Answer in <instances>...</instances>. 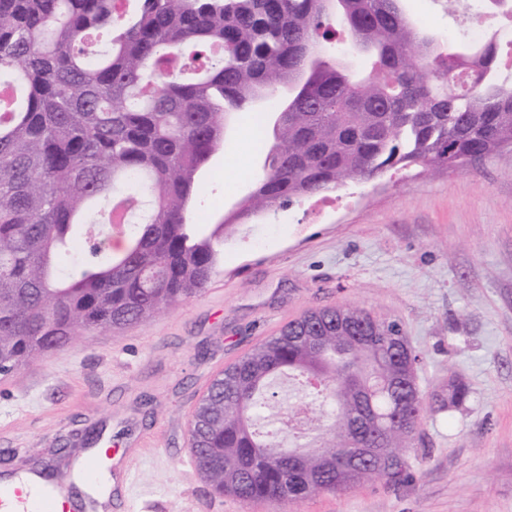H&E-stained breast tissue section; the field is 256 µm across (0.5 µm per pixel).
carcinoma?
<instances>
[{"label": "carcinoma", "instance_id": "cac0c4a2", "mask_svg": "<svg viewBox=\"0 0 512 512\" xmlns=\"http://www.w3.org/2000/svg\"><path fill=\"white\" fill-rule=\"evenodd\" d=\"M114 2L0 0V374L200 295L224 241L294 199L512 144L495 62L512 40L496 29L457 51L402 0ZM311 48L325 63L282 112ZM355 56L368 74L340 65ZM261 91L280 113L267 169L234 212L190 223L225 114ZM418 362L395 319L309 311L213 381L190 422L195 468L215 493L275 505L400 482L427 410ZM281 376L300 399L271 417ZM467 396L451 381L442 407Z\"/></svg>", "mask_w": 512, "mask_h": 512}]
</instances>
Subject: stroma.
<instances>
[{
    "instance_id": "1",
    "label": "stroma",
    "mask_w": 512,
    "mask_h": 512,
    "mask_svg": "<svg viewBox=\"0 0 512 512\" xmlns=\"http://www.w3.org/2000/svg\"><path fill=\"white\" fill-rule=\"evenodd\" d=\"M444 37L479 10L404 0ZM256 115L211 163L204 211L251 178ZM357 306L398 320L427 402L463 381L462 408L426 411L407 477L282 508L218 496L191 463L189 424L212 380L307 310ZM112 430L132 466V512H512V150L438 173L389 172L294 201L240 226L205 292L121 331L75 341L0 374V449L45 458L78 429Z\"/></svg>"
}]
</instances>
